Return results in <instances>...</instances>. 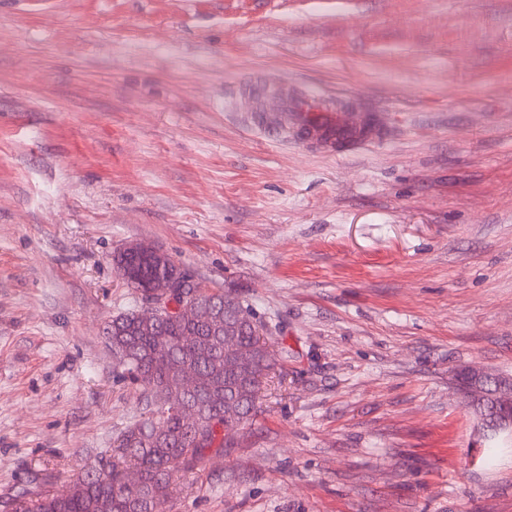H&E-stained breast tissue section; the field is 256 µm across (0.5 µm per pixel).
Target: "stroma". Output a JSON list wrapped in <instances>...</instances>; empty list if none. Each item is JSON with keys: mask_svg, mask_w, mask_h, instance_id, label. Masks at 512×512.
<instances>
[{"mask_svg": "<svg viewBox=\"0 0 512 512\" xmlns=\"http://www.w3.org/2000/svg\"><path fill=\"white\" fill-rule=\"evenodd\" d=\"M263 79L387 136L270 140ZM132 242L288 351L166 512H512L457 380L512 378V0H0V512L139 413L102 336Z\"/></svg>", "mask_w": 512, "mask_h": 512, "instance_id": "1", "label": "stroma"}]
</instances>
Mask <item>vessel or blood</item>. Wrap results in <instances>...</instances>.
<instances>
[{"label": "vessel or blood", "instance_id": "1", "mask_svg": "<svg viewBox=\"0 0 512 512\" xmlns=\"http://www.w3.org/2000/svg\"><path fill=\"white\" fill-rule=\"evenodd\" d=\"M277 99V111H257L250 115L255 130L264 135L289 138L328 156H339L385 138L371 119L337 111L333 99L301 94L285 87L279 89Z\"/></svg>", "mask_w": 512, "mask_h": 512}]
</instances>
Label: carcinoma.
Listing matches in <instances>:
<instances>
[{
    "label": "carcinoma",
    "mask_w": 512,
    "mask_h": 512,
    "mask_svg": "<svg viewBox=\"0 0 512 512\" xmlns=\"http://www.w3.org/2000/svg\"><path fill=\"white\" fill-rule=\"evenodd\" d=\"M115 265L133 294V303L112 316L104 338L118 375L140 390L138 417L113 440L112 457L87 470L62 490L14 499L11 512H164L172 485L199 466L206 453L257 414L262 386L276 366L269 337L258 335L257 321L232 292H212L184 267L156 255L115 254ZM181 282L195 293L191 320L169 316L151 324L138 319L150 286ZM237 325L234 346L224 344V327ZM194 409L187 421L175 400ZM140 474L127 483L125 468Z\"/></svg>",
    "instance_id": "cac0c4a2"
}]
</instances>
